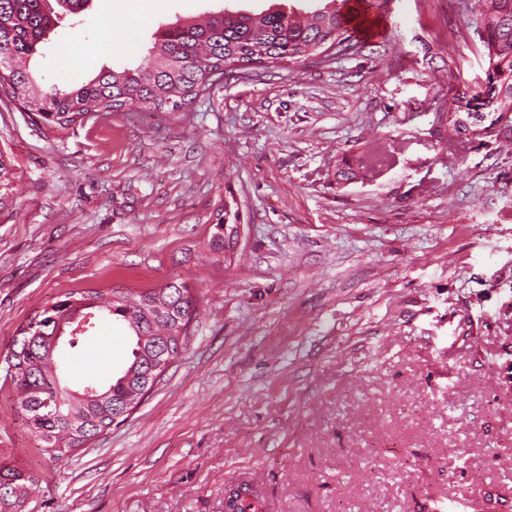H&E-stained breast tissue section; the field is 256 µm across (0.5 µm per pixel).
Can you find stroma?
<instances>
[{
  "mask_svg": "<svg viewBox=\"0 0 512 512\" xmlns=\"http://www.w3.org/2000/svg\"><path fill=\"white\" fill-rule=\"evenodd\" d=\"M317 2L93 0L31 68L78 86L176 19ZM475 4L388 0L348 53L61 135L0 96V466L35 477L24 512H224L241 484L266 512H512V144L436 119L484 78ZM169 282L198 305L163 380L44 454L6 376L19 329L70 291ZM130 352L99 312L65 381L107 384Z\"/></svg>",
  "mask_w": 512,
  "mask_h": 512,
  "instance_id": "obj_1",
  "label": "stroma"
}]
</instances>
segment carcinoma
I'll return each instance as SVG.
<instances>
[{
  "mask_svg": "<svg viewBox=\"0 0 512 512\" xmlns=\"http://www.w3.org/2000/svg\"><path fill=\"white\" fill-rule=\"evenodd\" d=\"M349 0H325L324 6L305 14L268 10L259 14L224 11L203 23L176 20L153 35L145 68L100 71L88 82L68 89H41L29 69L40 54L61 16L84 11L89 0H0V91L28 112L46 129L64 133L88 120L112 112H175L198 97V89L210 88L214 77L228 70H247L281 63H298L334 49L353 48ZM477 20L484 48L486 78L481 90L459 87L446 112L448 140L470 124L471 139L490 136L512 140V0H477ZM496 128L492 134L486 130ZM13 178L11 163L0 153V200ZM84 301H96L108 315L127 323L132 336H145L134 345L126 368L107 387L97 402H75L73 411L86 415L84 430L65 441L66 419L46 422L39 418L36 397L24 393L30 379H40L52 389V373L46 360L45 337L57 320L77 310ZM196 300L184 283L132 292L123 288L70 292L20 329L6 358L7 374L19 394L18 408L24 423L43 442V452L59 458L83 448L109 429L120 413L114 406L125 400L140 402L147 380L136 363L138 351L149 355L168 343L171 357L178 356L194 319ZM35 337L33 350L23 349V337ZM33 477L13 468H0V512H16L22 488L29 496ZM232 512H265L259 497L250 493L233 500Z\"/></svg>",
  "mask_w": 512,
  "mask_h": 512,
  "instance_id": "carcinoma-1",
  "label": "carcinoma"
}]
</instances>
